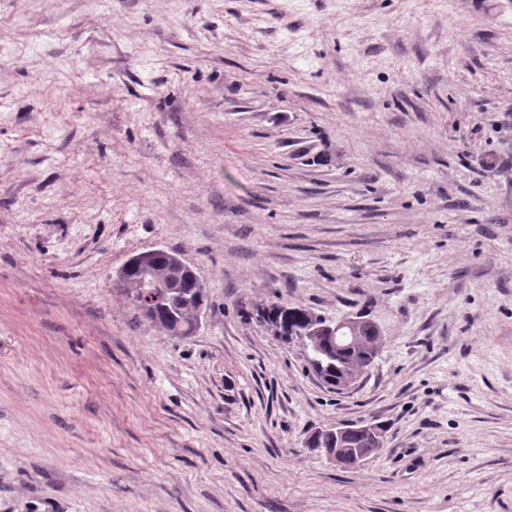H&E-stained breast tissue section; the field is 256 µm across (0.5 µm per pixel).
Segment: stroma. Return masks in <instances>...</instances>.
<instances>
[{
    "mask_svg": "<svg viewBox=\"0 0 512 512\" xmlns=\"http://www.w3.org/2000/svg\"><path fill=\"white\" fill-rule=\"evenodd\" d=\"M159 248L194 335L114 284ZM0 512H512V0H0ZM138 255H134L125 263L119 272V278L123 281L128 292V297L133 306L147 319L161 326L172 336H191L197 327L193 310L197 306L204 308L208 305V295L199 279V288L194 276L186 272L179 276L168 292L167 296L149 305V313L144 310L146 297H143V270ZM309 310L297 306H291L287 303L272 302L262 308H257L255 313L247 311L243 303L239 305V312L242 318L256 319L258 322L266 321L267 319L279 318V320H286L288 326L297 329L301 326L303 315ZM356 321L357 319L351 316H343L332 320L311 313L307 327L299 336L290 338L288 342L290 343L294 340L300 342L307 351V357L311 358L321 351V335L329 333L331 336L336 337L337 344L341 349L358 350L362 355L361 359L346 365L342 372L340 386L341 390H345L360 376L365 374L373 365L379 353L382 340L381 335L377 336L378 330L374 323L366 322L360 326L358 331ZM372 336L377 337L368 345L363 343L362 339L369 341ZM336 340L334 341V339L330 337H324L322 340L324 352L319 361L322 365V376L327 384H332L331 380L336 379L337 373L341 371L344 364L347 363L346 360L336 356ZM360 431L365 435V446L351 455L352 466L360 464L367 457L377 453L383 447L381 432L371 423L359 426Z\"/></svg>",
    "mask_w": 512,
    "mask_h": 512,
    "instance_id": "obj_1",
    "label": "stroma"
}]
</instances>
